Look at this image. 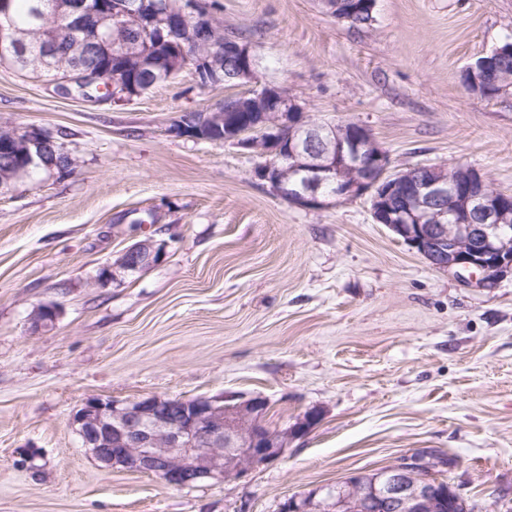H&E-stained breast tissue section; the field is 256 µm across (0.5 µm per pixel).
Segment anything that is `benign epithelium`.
<instances>
[{"instance_id": "1", "label": "benign epithelium", "mask_w": 512, "mask_h": 512, "mask_svg": "<svg viewBox=\"0 0 512 512\" xmlns=\"http://www.w3.org/2000/svg\"><path fill=\"white\" fill-rule=\"evenodd\" d=\"M106 6L81 3L70 15L79 32L102 25ZM163 22L170 35H189L198 47V61L188 68L181 58H190L182 41L173 43L178 55L168 77L189 73L200 85L224 83L233 90L230 99L262 112L254 125L226 126L224 141L256 150L263 161L256 168L258 178L277 194L299 207L321 210L360 197H368L374 220L386 225L417 250L436 269L448 271L462 280L492 286L512 273V210L503 204L507 193L493 188L487 178L473 169L450 181L444 176L415 185V210L441 209L448 213V200L457 203L465 220L458 224H423L409 211L393 216L390 196L401 186L404 173L391 169L387 151L377 146L370 131L355 122L316 123L307 119L304 107L277 85L257 84L256 56L246 43L224 40V55L237 65L224 71L218 80L211 71V42L207 32L214 16L203 0H180L174 10H165ZM512 55V43L495 47L465 70L466 86L484 93L485 70L503 57ZM125 66L109 71L100 68L66 75L57 85L90 87L105 81L123 91ZM228 121L227 112H184L172 131L191 136L188 124L200 127ZM304 172L301 185L285 187L281 168L288 162ZM160 248L150 239L125 249L115 262L124 272L143 270L159 257ZM54 305L36 310L32 326L38 330L53 322ZM268 402L252 397L233 405L221 400H184L150 395L137 400L90 398L71 417V424L93 457L112 469L155 475L170 485L191 487L204 480L224 481L251 467L279 457L285 448L309 427L307 415L278 430L266 427ZM452 486L419 469V464L403 459L377 471L371 486L356 473L322 492L289 499L281 512H358L372 502H380L390 512H441Z\"/></svg>"}]
</instances>
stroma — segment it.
<instances>
[{
    "label": "stroma",
    "mask_w": 512,
    "mask_h": 512,
    "mask_svg": "<svg viewBox=\"0 0 512 512\" xmlns=\"http://www.w3.org/2000/svg\"><path fill=\"white\" fill-rule=\"evenodd\" d=\"M207 3L310 120L368 127L399 169L465 157L512 192V87L463 81L512 33V0H376L362 29L320 0ZM225 93L184 73L126 102L73 100L0 65V123L53 132L75 161L0 188V512H280L413 455L470 512H512V275L463 283L367 200L294 206L257 179V153L172 133ZM148 237L156 263L113 270ZM154 394L260 396L273 429L314 420L220 484L174 487L83 448L86 399Z\"/></svg>",
    "instance_id": "stroma-1"
}]
</instances>
